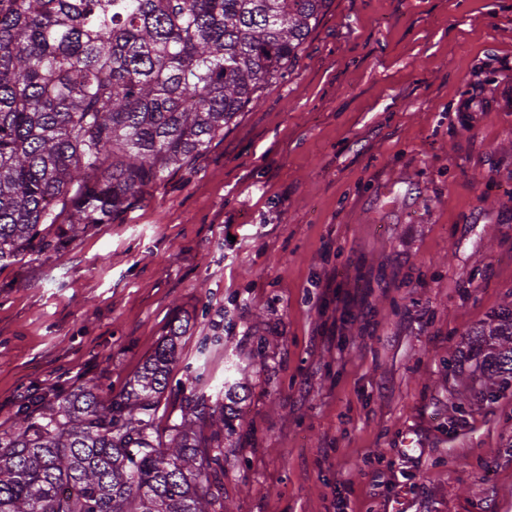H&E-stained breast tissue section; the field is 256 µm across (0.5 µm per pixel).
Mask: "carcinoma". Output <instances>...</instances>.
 I'll return each instance as SVG.
<instances>
[{
    "label": "carcinoma",
    "instance_id": "1",
    "mask_svg": "<svg viewBox=\"0 0 512 512\" xmlns=\"http://www.w3.org/2000/svg\"><path fill=\"white\" fill-rule=\"evenodd\" d=\"M329 0H0V262L65 250L204 151L284 77ZM182 325L124 389L34 393L0 435V512H230L229 401L170 387ZM481 399L512 387V301L470 332ZM180 418L159 431L161 397Z\"/></svg>",
    "mask_w": 512,
    "mask_h": 512
}]
</instances>
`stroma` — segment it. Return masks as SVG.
Returning a JSON list of instances; mask_svg holds the SVG:
<instances>
[{
    "mask_svg": "<svg viewBox=\"0 0 512 512\" xmlns=\"http://www.w3.org/2000/svg\"><path fill=\"white\" fill-rule=\"evenodd\" d=\"M511 197L512 0H329L187 166L0 266V433L31 393L120 391L179 322L210 391L247 372L234 512H512V388L460 402Z\"/></svg>",
    "mask_w": 512,
    "mask_h": 512,
    "instance_id": "obj_1",
    "label": "stroma"
}]
</instances>
